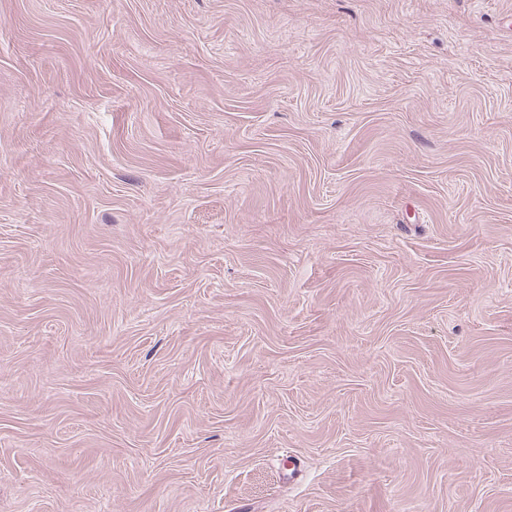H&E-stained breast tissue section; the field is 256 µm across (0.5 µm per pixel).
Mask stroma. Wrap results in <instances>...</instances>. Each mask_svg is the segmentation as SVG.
I'll use <instances>...</instances> for the list:
<instances>
[{"label": "stroma", "mask_w": 512, "mask_h": 512, "mask_svg": "<svg viewBox=\"0 0 512 512\" xmlns=\"http://www.w3.org/2000/svg\"><path fill=\"white\" fill-rule=\"evenodd\" d=\"M506 14L0 0V512H512Z\"/></svg>", "instance_id": "stroma-1"}]
</instances>
